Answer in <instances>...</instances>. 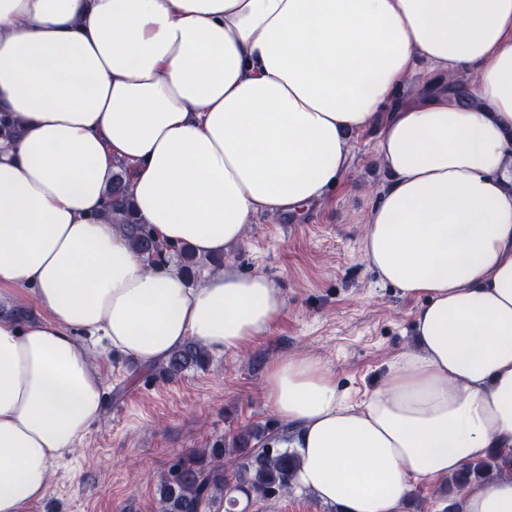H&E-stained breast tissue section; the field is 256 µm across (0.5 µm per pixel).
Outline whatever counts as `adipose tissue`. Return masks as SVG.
<instances>
[{
  "instance_id": "adipose-tissue-1",
  "label": "adipose tissue",
  "mask_w": 512,
  "mask_h": 512,
  "mask_svg": "<svg viewBox=\"0 0 512 512\" xmlns=\"http://www.w3.org/2000/svg\"><path fill=\"white\" fill-rule=\"evenodd\" d=\"M1 112L0 512H29L100 420L98 340L140 367L190 339L221 355L286 308L264 275L193 286L133 251L102 215L115 162L160 243L219 255L322 201L372 129L389 182L361 249L417 302V348L357 404L315 356L270 364L294 486L400 512L411 482L512 456V0H0ZM463 506L512 512V478Z\"/></svg>"
}]
</instances>
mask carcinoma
<instances>
[{"label": "carcinoma", "instance_id": "1", "mask_svg": "<svg viewBox=\"0 0 512 512\" xmlns=\"http://www.w3.org/2000/svg\"><path fill=\"white\" fill-rule=\"evenodd\" d=\"M119 168L120 172L112 174L105 217L121 226L132 248L149 257L157 256L163 251V244L136 218L127 166L121 164ZM205 362L204 349L188 343L169 356L162 371L167 377L176 378ZM272 440L282 444L287 435L282 433L270 440L259 428L245 427L222 445L192 448L179 456L159 480L161 512H211L217 504L224 506V512H233L236 500L231 493L235 490L260 499L288 493L300 461L286 448L269 447ZM509 474L512 458L492 450L485 459L465 465L449 478L448 490Z\"/></svg>", "mask_w": 512, "mask_h": 512}]
</instances>
